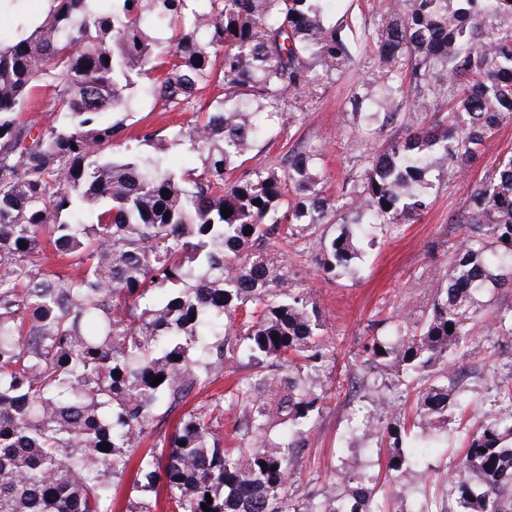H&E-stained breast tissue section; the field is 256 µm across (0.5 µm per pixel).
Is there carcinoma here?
<instances>
[{
	"mask_svg": "<svg viewBox=\"0 0 512 512\" xmlns=\"http://www.w3.org/2000/svg\"><path fill=\"white\" fill-rule=\"evenodd\" d=\"M100 2L49 0L43 18L16 16L15 30L0 31V512H114L113 481L147 440L132 491L154 499L129 512H156L161 488L169 512H204L208 495L210 512H384L374 476L344 467L345 492L323 506L288 498L302 425L325 401L308 377L323 322L266 244L294 236L306 217L317 232L334 211L340 233L316 264L352 274L357 239L428 209L432 168L471 167L512 121V0H391L375 30H360L377 55L351 100L366 107V133L399 116L374 110L377 91L415 112L439 100L451 108L373 153L362 189L341 204L319 188L314 148L288 155L280 172L228 179L290 96L350 66L323 0H110L107 11ZM165 25L175 33L160 52L146 31ZM142 78L165 108L198 106L177 140L203 156L201 170H174L161 153L112 154L127 125L104 116ZM210 83L224 98L202 104ZM46 88L67 124L20 119ZM468 191L471 208L455 219L464 234L429 314L397 319L391 339L365 346L358 387L372 393L371 418L350 433L377 429L387 474L402 484L428 476L403 452L408 416L385 390L425 382L416 412L432 440L448 439V423L470 406L449 361L473 337L481 298L512 290V153ZM487 329L512 342V304L491 311ZM231 334L275 372L222 392ZM492 386L480 426H457L451 512H512V375ZM203 393L157 438L156 423ZM226 408L241 413L236 448L215 430Z\"/></svg>",
	"mask_w": 512,
	"mask_h": 512,
	"instance_id": "obj_1",
	"label": "carcinoma"
}]
</instances>
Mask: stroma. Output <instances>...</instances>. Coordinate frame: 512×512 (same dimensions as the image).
I'll list each match as a JSON object with an SVG mask.
<instances>
[{
  "label": "stroma",
  "mask_w": 512,
  "mask_h": 512,
  "mask_svg": "<svg viewBox=\"0 0 512 512\" xmlns=\"http://www.w3.org/2000/svg\"><path fill=\"white\" fill-rule=\"evenodd\" d=\"M385 6V0H328L324 21L341 28L357 60L356 67L315 91L292 97L288 120L270 126L266 137L246 155L242 171H277L287 154L315 147L321 152L325 196L347 198L360 189L368 158L376 149L401 139L409 127L434 122L447 114L444 102L415 114L398 101L394 104L400 113L397 122L370 136L361 132L350 98L357 82L368 75L376 60L372 51L360 43L358 31L375 27ZM121 98V109L128 112L131 126L127 137L119 141V153L146 155L162 150L174 165L201 166L198 153L176 142L179 127L195 120L194 109H164L142 85L123 91ZM509 152L512 122L502 125L486 141L479 159L467 171L460 173L450 167L433 170L428 176L429 210L409 223L377 231L375 240L360 241L354 273L327 279L315 269L321 237L331 238L340 231L332 214L324 220L323 235L301 229L291 245L272 248V256L281 261L289 281L316 303L324 323L320 342L324 358L313 378L324 386L327 402L306 425L305 446L292 460L289 493L294 504L308 499L320 502L332 495L336 470L341 465L359 471L385 470L386 454L380 451L376 435L349 434L351 419L362 417L371 403L369 397L352 389L346 375L359 369L364 345L392 318L417 321L425 317L442 283L448 259L463 235L454 219L470 205L468 187ZM502 356V346L485 332L478 333L456 354V366L470 371L466 388L471 401L492 397V385L477 367ZM422 437L421 430L410 433L404 441L405 451L430 471L429 483L419 487L418 493L432 500L435 512H442L445 497L440 479L454 459L446 449L421 447Z\"/></svg>",
  "instance_id": "obj_1"
}]
</instances>
